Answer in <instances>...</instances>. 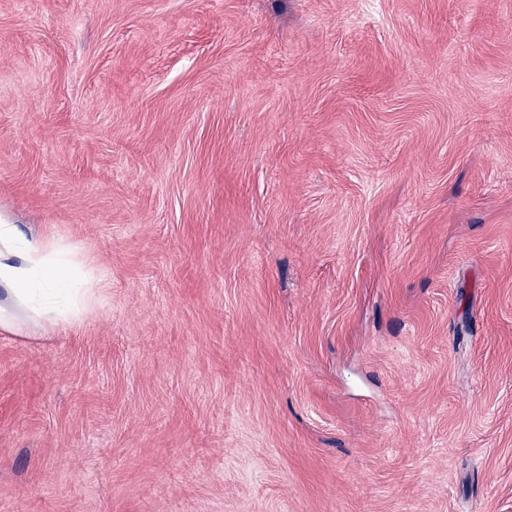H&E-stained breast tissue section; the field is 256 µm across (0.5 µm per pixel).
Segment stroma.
Listing matches in <instances>:
<instances>
[{
  "label": "stroma",
  "instance_id": "obj_1",
  "mask_svg": "<svg viewBox=\"0 0 512 512\" xmlns=\"http://www.w3.org/2000/svg\"><path fill=\"white\" fill-rule=\"evenodd\" d=\"M0 218V512H512V0H0ZM96 268L76 248L44 237H20L0 218V285L8 298L37 321L69 324L94 298L77 288Z\"/></svg>",
  "mask_w": 512,
  "mask_h": 512
}]
</instances>
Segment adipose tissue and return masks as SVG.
<instances>
[{"mask_svg":"<svg viewBox=\"0 0 512 512\" xmlns=\"http://www.w3.org/2000/svg\"><path fill=\"white\" fill-rule=\"evenodd\" d=\"M95 268L73 246L44 237L19 236L0 219V288L35 320L69 324L94 299L79 289Z\"/></svg>","mask_w":512,"mask_h":512,"instance_id":"obj_1","label":"adipose tissue"}]
</instances>
